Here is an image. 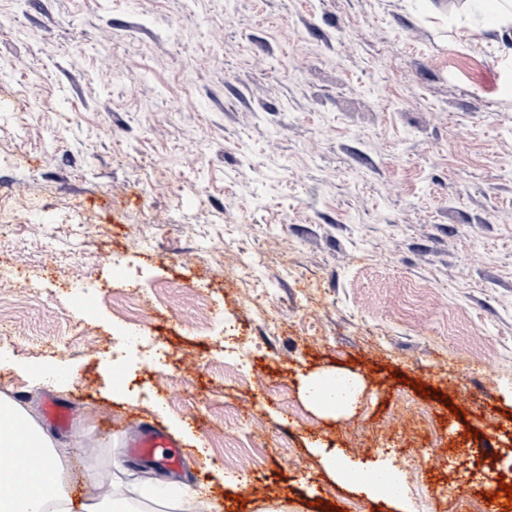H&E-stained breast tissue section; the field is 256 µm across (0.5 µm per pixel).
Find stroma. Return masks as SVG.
<instances>
[{
	"mask_svg": "<svg viewBox=\"0 0 512 512\" xmlns=\"http://www.w3.org/2000/svg\"><path fill=\"white\" fill-rule=\"evenodd\" d=\"M0 213V394L70 410L72 498L159 476L212 512H412L332 452L484 512L512 464V26L470 0H0ZM336 373L362 391L318 412L303 383ZM142 422L179 470L127 455ZM326 463L330 471L337 475L340 480L350 483L352 487H355L358 492H364L373 496L379 495L378 486L376 483L353 481L349 471L339 464L338 460L336 459V454H327Z\"/></svg>",
	"mask_w": 512,
	"mask_h": 512,
	"instance_id": "1",
	"label": "stroma"
}]
</instances>
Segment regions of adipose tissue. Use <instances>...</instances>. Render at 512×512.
I'll return each instance as SVG.
<instances>
[{"label": "adipose tissue", "mask_w": 512, "mask_h": 512, "mask_svg": "<svg viewBox=\"0 0 512 512\" xmlns=\"http://www.w3.org/2000/svg\"><path fill=\"white\" fill-rule=\"evenodd\" d=\"M360 391L355 377L336 375L309 379L303 388L310 403L334 411L350 408ZM35 450L43 458L38 470L29 465ZM65 454L21 404L0 395V512H137L135 497L122 492L74 501L60 477Z\"/></svg>", "instance_id": "1"}]
</instances>
